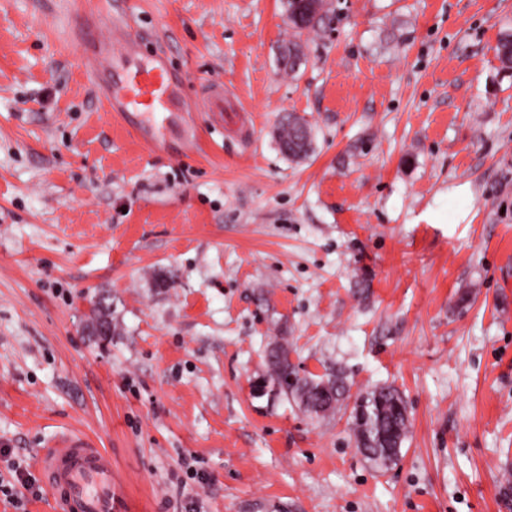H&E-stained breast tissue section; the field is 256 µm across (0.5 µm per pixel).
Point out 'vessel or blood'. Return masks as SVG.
Segmentation results:
<instances>
[{
    "instance_id": "1",
    "label": "vessel or blood",
    "mask_w": 512,
    "mask_h": 512,
    "mask_svg": "<svg viewBox=\"0 0 512 512\" xmlns=\"http://www.w3.org/2000/svg\"><path fill=\"white\" fill-rule=\"evenodd\" d=\"M94 76H108L110 111L147 117L172 108L173 82L162 58L143 59L133 52L111 57L90 55ZM47 487L58 512H126L112 471L111 456L70 436L48 448L40 459Z\"/></svg>"
}]
</instances>
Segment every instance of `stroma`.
Here are the masks:
<instances>
[{
    "label": "stroma",
    "mask_w": 512,
    "mask_h": 512,
    "mask_svg": "<svg viewBox=\"0 0 512 512\" xmlns=\"http://www.w3.org/2000/svg\"><path fill=\"white\" fill-rule=\"evenodd\" d=\"M327 2L298 35L282 0H0V512H55L35 459L69 433L129 512H512V0ZM90 12L172 70L158 149L101 105ZM279 347L350 399L265 392ZM381 385L408 412L383 468L351 418ZM289 112L282 116L278 127V146L281 153L291 159L306 158L312 151L313 131L311 125Z\"/></svg>",
    "instance_id": "stroma-1"
}]
</instances>
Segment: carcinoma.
Wrapping results in <instances>:
<instances>
[{"instance_id":"cac0c4a2","label":"carcinoma","mask_w":512,"mask_h":512,"mask_svg":"<svg viewBox=\"0 0 512 512\" xmlns=\"http://www.w3.org/2000/svg\"><path fill=\"white\" fill-rule=\"evenodd\" d=\"M284 9L288 12L289 25L299 34L305 31L319 33L330 24L326 0H284ZM497 54L504 67L512 69V32H506L500 38ZM277 140L283 155L303 159L312 151V127L290 112L281 118ZM270 366V380L275 386L280 384L282 378L295 376L284 393L299 394L300 402L310 414L324 415L349 398L350 386L341 372L331 371L318 378L300 377L288 361V351L285 349L274 356ZM352 419L356 444L365 458L378 466H386L399 458L398 451L387 455L382 446L362 445L363 440H373L380 433L391 435L394 444L402 445L408 432V418L405 402L396 389L383 386L358 395Z\"/></svg>"}]
</instances>
